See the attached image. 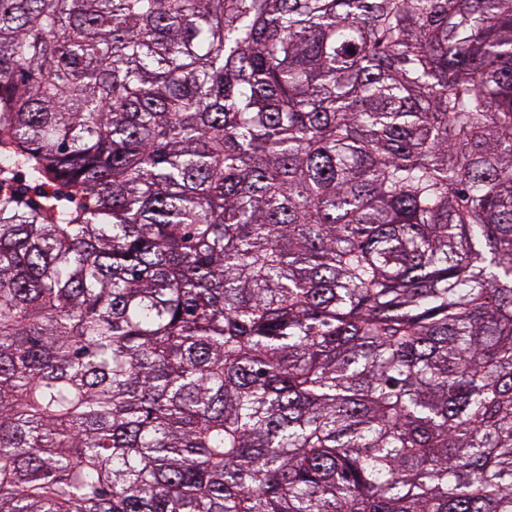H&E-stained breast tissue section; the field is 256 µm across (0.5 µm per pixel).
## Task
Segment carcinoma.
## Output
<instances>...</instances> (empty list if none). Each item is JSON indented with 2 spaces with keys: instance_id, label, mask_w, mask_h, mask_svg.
I'll return each instance as SVG.
<instances>
[{
  "instance_id": "1",
  "label": "carcinoma",
  "mask_w": 512,
  "mask_h": 512,
  "mask_svg": "<svg viewBox=\"0 0 512 512\" xmlns=\"http://www.w3.org/2000/svg\"><path fill=\"white\" fill-rule=\"evenodd\" d=\"M0 512H512V0H0Z\"/></svg>"
}]
</instances>
